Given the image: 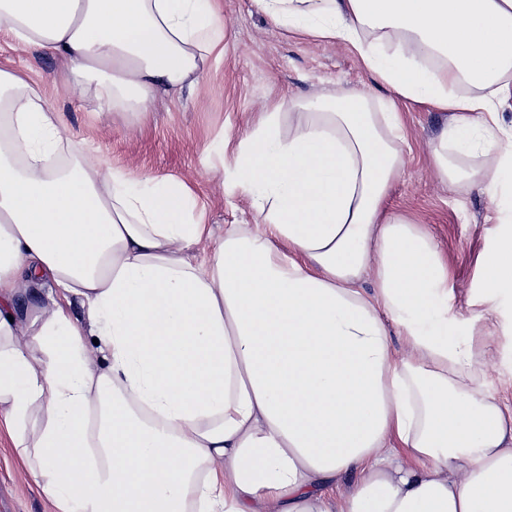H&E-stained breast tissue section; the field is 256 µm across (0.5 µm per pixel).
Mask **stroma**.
<instances>
[{
    "mask_svg": "<svg viewBox=\"0 0 512 512\" xmlns=\"http://www.w3.org/2000/svg\"><path fill=\"white\" fill-rule=\"evenodd\" d=\"M0 66L22 70L41 89L48 107L60 112L75 140L107 157L134 179H184L193 183L206 207L213 237L201 254H212L233 224H253L249 198L223 184L232 160L224 143H237L253 113L274 104L291 112L313 93L355 89L382 107L391 90L375 81L351 48L285 30L257 8L254 0H224V58L208 61L194 87L159 95L148 122L137 113L109 112L94 95V82L83 90L66 89L51 57L14 49L0 35ZM404 133L410 150L403 174L387 196L391 214L424 225L448 260L451 315L459 324L474 322L487 310L480 259L497 243L512 210L493 220L494 205L481 186L442 183L431 164L436 136L449 113L404 102ZM498 330L487 349L483 384L512 409V297L498 298ZM0 512H51L49 502L26 475L5 432L0 431Z\"/></svg>",
    "mask_w": 512,
    "mask_h": 512,
    "instance_id": "stroma-1",
    "label": "stroma"
}]
</instances>
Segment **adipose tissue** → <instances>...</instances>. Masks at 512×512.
I'll return each mask as SVG.
<instances>
[{
	"instance_id": "obj_1",
	"label": "adipose tissue",
	"mask_w": 512,
	"mask_h": 512,
	"mask_svg": "<svg viewBox=\"0 0 512 512\" xmlns=\"http://www.w3.org/2000/svg\"><path fill=\"white\" fill-rule=\"evenodd\" d=\"M255 3L451 113L439 179L512 184V0ZM221 13L0 0V32L145 116L223 59ZM0 98V420L53 512H512V415L448 320L433 239L387 211L406 164L394 102L256 113L224 177L263 222L198 259L212 229L192 184L84 155L24 72L0 68ZM452 148L482 161L459 171ZM482 266L488 299L512 295V231Z\"/></svg>"
}]
</instances>
